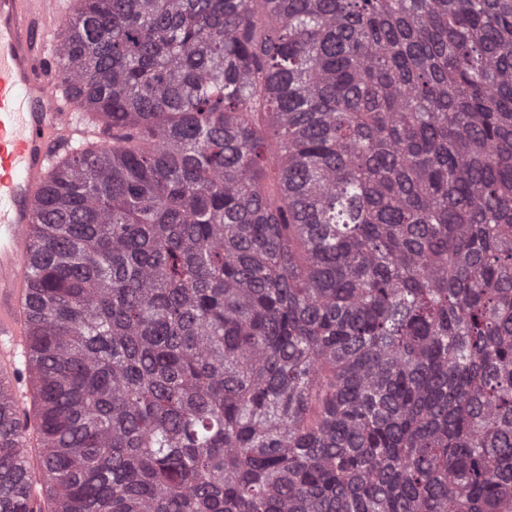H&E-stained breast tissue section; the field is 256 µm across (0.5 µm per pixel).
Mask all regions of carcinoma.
I'll return each mask as SVG.
<instances>
[{
  "mask_svg": "<svg viewBox=\"0 0 512 512\" xmlns=\"http://www.w3.org/2000/svg\"><path fill=\"white\" fill-rule=\"evenodd\" d=\"M58 68L0 512H512V0H78Z\"/></svg>",
  "mask_w": 512,
  "mask_h": 512,
  "instance_id": "1",
  "label": "carcinoma"
}]
</instances>
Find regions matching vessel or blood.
Masks as SVG:
<instances>
[{"mask_svg": "<svg viewBox=\"0 0 512 512\" xmlns=\"http://www.w3.org/2000/svg\"><path fill=\"white\" fill-rule=\"evenodd\" d=\"M74 0H0V382L22 417L25 304L40 188L82 130L79 99L63 92L59 31Z\"/></svg>", "mask_w": 512, "mask_h": 512, "instance_id": "1", "label": "vessel or blood"}]
</instances>
